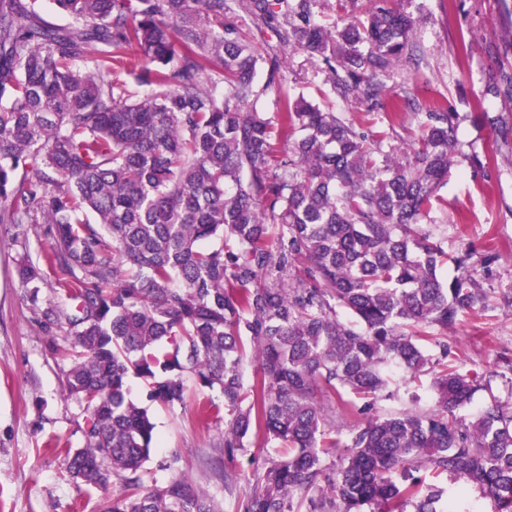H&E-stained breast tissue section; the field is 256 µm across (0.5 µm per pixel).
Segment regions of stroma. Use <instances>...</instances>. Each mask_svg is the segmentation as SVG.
Returning a JSON list of instances; mask_svg holds the SVG:
<instances>
[{"label": "stroma", "instance_id": "1", "mask_svg": "<svg viewBox=\"0 0 512 512\" xmlns=\"http://www.w3.org/2000/svg\"><path fill=\"white\" fill-rule=\"evenodd\" d=\"M404 7L423 11L417 32L423 61L416 72L396 69L390 85L409 87L417 102L437 101L459 115L456 139L463 157L434 204L430 230L443 238L449 254L469 249L493 257L477 268L489 293L486 310L463 318L447 337L460 371L486 374L484 389L461 411L466 417L492 397L512 404V97L484 94L488 84L512 77V0H405ZM480 108L499 117L510 135L477 122ZM389 111L386 105L371 112L361 106L349 117L387 130L395 143L417 135L413 110L394 119ZM471 153L486 157L484 168L470 166ZM13 235L12 225L0 224V512H99L104 497L120 496V483L107 493L75 483L63 454L83 447L89 417L84 404L63 392L68 364L58 349L69 328L35 322L14 264L23 247L41 257L47 239L33 233L22 247ZM128 388L156 425L146 486L165 484L178 471L231 512L245 490L237 475L248 463L223 455L222 423L206 424L192 411L147 401L141 378L130 377ZM174 456L179 462L172 472L165 463Z\"/></svg>", "mask_w": 512, "mask_h": 512}]
</instances>
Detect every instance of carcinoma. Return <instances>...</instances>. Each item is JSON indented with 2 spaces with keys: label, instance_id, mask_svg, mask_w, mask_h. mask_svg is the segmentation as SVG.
<instances>
[{
  "label": "carcinoma",
  "instance_id": "1",
  "mask_svg": "<svg viewBox=\"0 0 512 512\" xmlns=\"http://www.w3.org/2000/svg\"><path fill=\"white\" fill-rule=\"evenodd\" d=\"M40 2L0 0V224L46 327L63 312L39 306L43 264L65 275L64 394L91 414L67 472L104 492L121 481L101 512H223L185 477L145 489L155 424L128 398L132 374L168 408L190 405L188 376L220 390L223 404L190 406L224 421L229 457L255 433L274 443L250 457L234 512H465L468 491L512 512V406L460 416L485 373L448 363L442 336L481 309L476 266L491 256L450 257L425 229L458 114L423 106L421 135L400 146L346 116L418 61L419 17L393 0L330 27L325 0H54L69 22L53 25ZM235 7L280 50L321 59L325 102L286 89V57L226 21ZM114 62L151 92L104 79ZM39 224L52 227L42 262L27 251ZM423 376L430 407L414 395L379 414L392 386ZM345 393L368 419L344 437Z\"/></svg>",
  "mask_w": 512,
  "mask_h": 512
}]
</instances>
